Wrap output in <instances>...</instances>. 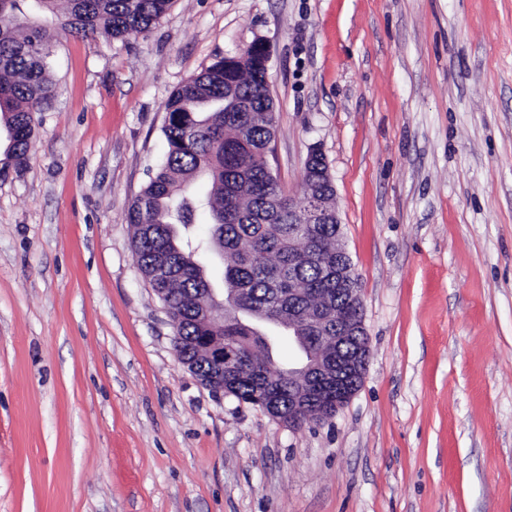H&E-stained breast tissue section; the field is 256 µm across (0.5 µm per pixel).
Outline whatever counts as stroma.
<instances>
[{"mask_svg":"<svg viewBox=\"0 0 512 512\" xmlns=\"http://www.w3.org/2000/svg\"><path fill=\"white\" fill-rule=\"evenodd\" d=\"M257 39L269 165L324 154L370 339L299 427L179 363L128 222L169 96ZM49 66L0 179V512H512V0H175Z\"/></svg>","mask_w":512,"mask_h":512,"instance_id":"35a3bbf8","label":"stroma"}]
</instances>
